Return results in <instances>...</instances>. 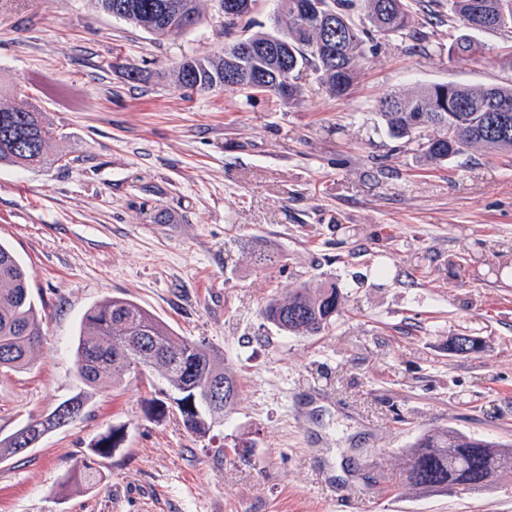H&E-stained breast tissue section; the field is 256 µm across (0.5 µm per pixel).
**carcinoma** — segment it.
<instances>
[{"label":"carcinoma","mask_w":512,"mask_h":512,"mask_svg":"<svg viewBox=\"0 0 512 512\" xmlns=\"http://www.w3.org/2000/svg\"><path fill=\"white\" fill-rule=\"evenodd\" d=\"M452 13L467 33L458 36L449 54L472 60L481 46L470 32L474 25L485 30L512 33V0H448ZM91 5L151 33L167 38L200 23L198 0H90ZM302 0H281V16L275 34H258L224 48L212 58L184 57L173 71L175 87L185 96L224 87L229 61L242 70L268 76L267 91L281 99L298 95L303 71L339 96L357 77V62L371 32L383 36L408 30V0H363L371 29L356 25L348 13L351 0H324L321 18L308 19L305 38L291 40L298 28ZM333 26H327V23ZM288 39V60L270 56L266 49ZM441 84L423 86L412 94L391 93L379 102V114L391 137L415 138L421 156L437 166L467 147L490 153L512 152V85L451 84L453 106L442 102ZM55 139V127L47 113L0 86V165L33 168L48 162L46 147ZM30 270L10 247L0 242V377L29 365L30 354L40 344L39 310L30 292ZM344 296L332 280L304 283L286 297L271 299L261 317L278 330L294 336H316L340 316ZM477 338L453 336L448 351H478ZM76 374L86 386L118 384L125 376L157 371L176 400L195 403L197 412H181L185 428L205 436L214 427V416L232 413L236 400L212 410L207 394L218 382L235 379L224 365V355L202 341L177 336L161 320L137 303L123 298L104 300L83 316L76 343ZM30 440L59 428L55 412L33 417L23 425ZM112 429L100 436L75 465L62 489L97 487L103 479L102 460L117 447ZM27 444L11 434L0 439V458L24 453ZM498 472L497 480L489 479ZM512 478V444L462 433L452 427L434 428L419 435L402 456L392 477V487H408L420 494L448 493L457 488L482 491L504 478Z\"/></svg>","instance_id":"cac0c4a2"}]
</instances>
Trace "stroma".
<instances>
[{
    "label": "stroma",
    "mask_w": 512,
    "mask_h": 512,
    "mask_svg": "<svg viewBox=\"0 0 512 512\" xmlns=\"http://www.w3.org/2000/svg\"><path fill=\"white\" fill-rule=\"evenodd\" d=\"M409 2L432 54L378 36L346 94L309 78L288 102L235 88L187 99L170 77L182 57L275 32L278 0H255L228 32L218 0H199L201 23L161 42L87 0H0V83L56 128L48 165L0 167V242L32 271L42 327L30 366L0 378V438L87 399L84 418L0 462V512H512V481L389 488L430 429L512 444V153L428 167L377 112L391 92L512 84V34L480 33L483 54L456 61L464 28L447 0L434 16ZM329 277L344 304L325 332L262 320L270 299ZM112 297L223 353L240 381L223 425L199 437L178 410L148 419L154 371L83 387L79 323ZM459 334L481 349L450 353ZM115 427L104 482L59 495Z\"/></svg>",
    "instance_id": "35a3bbf8"
}]
</instances>
